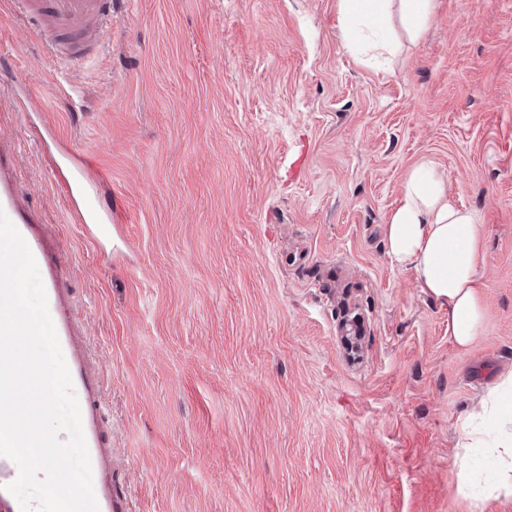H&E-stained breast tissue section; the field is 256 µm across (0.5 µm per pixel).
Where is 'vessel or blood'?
<instances>
[{
  "mask_svg": "<svg viewBox=\"0 0 512 512\" xmlns=\"http://www.w3.org/2000/svg\"><path fill=\"white\" fill-rule=\"evenodd\" d=\"M14 3L17 15L39 18L53 32V39L45 42L44 47L63 65L85 58L91 48L104 47L112 32V0H14ZM0 211L6 214L21 237H28L30 216L25 198L1 159ZM44 289L50 315L56 325H63L62 284L52 277L45 281ZM58 341L72 359L69 371L81 410L99 512H129L127 500L116 495L112 488L116 453L107 446L99 424L102 399L96 372L83 363L88 341L86 337L71 334L59 336ZM18 475L17 465L0 456V512H21L18 500L8 490Z\"/></svg>",
  "mask_w": 512,
  "mask_h": 512,
  "instance_id": "obj_1",
  "label": "vessel or blood"
}]
</instances>
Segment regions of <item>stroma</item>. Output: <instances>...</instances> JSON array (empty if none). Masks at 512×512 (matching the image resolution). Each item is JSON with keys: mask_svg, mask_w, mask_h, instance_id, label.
<instances>
[{"mask_svg": "<svg viewBox=\"0 0 512 512\" xmlns=\"http://www.w3.org/2000/svg\"><path fill=\"white\" fill-rule=\"evenodd\" d=\"M344 25L339 0H112L106 49L64 68L0 0V151L88 338L131 512H512L457 466L512 371V0H435L418 37L391 10L381 63ZM86 157L106 236L52 175ZM425 159L482 226L464 353L384 242Z\"/></svg>", "mask_w": 512, "mask_h": 512, "instance_id": "1", "label": "stroma"}]
</instances>
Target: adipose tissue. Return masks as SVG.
I'll list each match as a JSON object with an SVG mask.
<instances>
[{
    "mask_svg": "<svg viewBox=\"0 0 512 512\" xmlns=\"http://www.w3.org/2000/svg\"><path fill=\"white\" fill-rule=\"evenodd\" d=\"M391 1L340 0L351 20L346 42L388 52L384 24ZM385 244L392 260L411 268L420 288L447 307L448 334L459 350H467L484 328V240L475 214L450 202L447 178L432 161L421 162L405 179L401 203L386 219ZM461 429L463 448L485 447L495 461L485 496L512 497V372L488 390Z\"/></svg>",
    "mask_w": 512,
    "mask_h": 512,
    "instance_id": "ef3b65f1",
    "label": "adipose tissue"
}]
</instances>
